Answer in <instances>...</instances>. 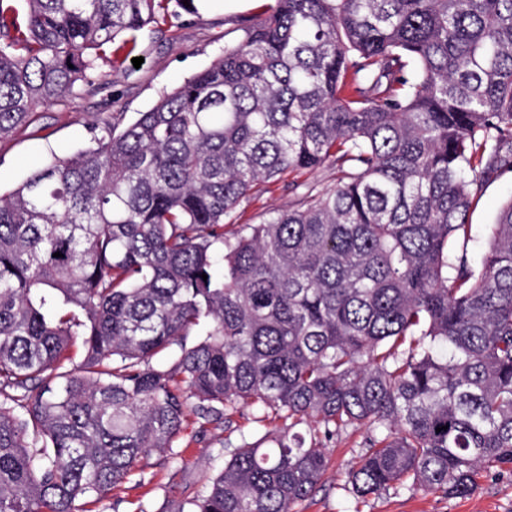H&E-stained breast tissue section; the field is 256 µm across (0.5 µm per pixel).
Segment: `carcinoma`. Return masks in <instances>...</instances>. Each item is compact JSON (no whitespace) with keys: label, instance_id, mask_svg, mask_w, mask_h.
<instances>
[{"label":"carcinoma","instance_id":"carcinoma-1","mask_svg":"<svg viewBox=\"0 0 512 512\" xmlns=\"http://www.w3.org/2000/svg\"><path fill=\"white\" fill-rule=\"evenodd\" d=\"M14 2L0 139L104 77L94 51L157 0ZM238 31L0 193V512H85L177 459L188 416L245 409L277 428L160 512H295L350 428L357 503L512 472V199L467 256L486 182L512 172V0H270ZM327 163L335 188L230 224L256 186Z\"/></svg>","mask_w":512,"mask_h":512}]
</instances>
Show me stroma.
I'll list each match as a JSON object with an SVG mask.
<instances>
[{
    "label": "stroma",
    "mask_w": 512,
    "mask_h": 512,
    "mask_svg": "<svg viewBox=\"0 0 512 512\" xmlns=\"http://www.w3.org/2000/svg\"><path fill=\"white\" fill-rule=\"evenodd\" d=\"M268 0H208L200 16L173 18L159 14L156 22L138 32L135 44L103 45L99 65L108 78L79 87L53 104L34 109L29 123L0 139V189L20 184L48 154L70 155L88 146L98 118L120 114L122 124L148 110L163 89L171 88L206 67L224 48L238 20L257 14ZM142 58L134 67L133 58ZM294 175H284L271 190L257 192L238 211L237 223H256L264 211L291 205L299 191ZM512 199V173L488 182L470 221L472 261H480L487 249V232L500 207ZM256 425L251 410L235 415L232 429L198 426L186 429L191 443L177 441L178 462L155 453L142 459L132 476L112 491L106 500L90 503L88 512H146L153 503L178 502L201 490L207 479L224 466L227 440L251 433ZM365 429L348 430L328 449L329 468L312 498L299 505V512H352L351 497L343 490L344 473L356 465ZM361 512H512V475L489 470L478 478L476 490L462 498L410 491L384 493L361 505Z\"/></svg>",
    "instance_id": "obj_1"
}]
</instances>
